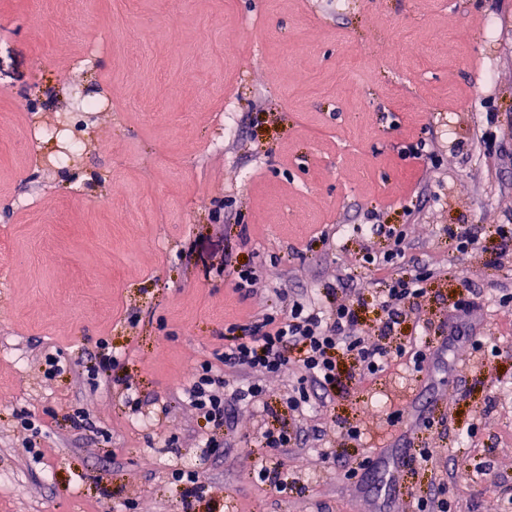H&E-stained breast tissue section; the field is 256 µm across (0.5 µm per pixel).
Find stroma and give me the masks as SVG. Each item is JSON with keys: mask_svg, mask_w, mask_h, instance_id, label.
Here are the masks:
<instances>
[{"mask_svg": "<svg viewBox=\"0 0 512 512\" xmlns=\"http://www.w3.org/2000/svg\"><path fill=\"white\" fill-rule=\"evenodd\" d=\"M78 88L101 109L74 111ZM421 139L435 155L420 171L402 153ZM370 222L404 229L434 273L402 335L447 318L467 282L462 337L428 371L397 361L337 394L278 452L257 430L288 422L297 373L265 378L271 412L239 410L203 447L195 366L218 362L230 325L341 271L349 294L383 287L396 267L364 265L353 231ZM510 222L512 0H0V512H182L176 468L202 476L196 512H414L440 484L452 512H506L512 261L487 258ZM454 224L480 226V249L457 252ZM245 264L243 298L228 272ZM102 340L119 355L108 382L87 376ZM48 350L66 371L46 375ZM397 409L448 417L423 432L437 454L404 500L383 473L341 477L391 462ZM261 457L299 478L288 497L252 478Z\"/></svg>", "mask_w": 512, "mask_h": 512, "instance_id": "1", "label": "stroma"}]
</instances>
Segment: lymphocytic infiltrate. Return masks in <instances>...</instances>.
<instances>
[{
    "label": "lymphocytic infiltrate",
    "instance_id": "obj_1",
    "mask_svg": "<svg viewBox=\"0 0 512 512\" xmlns=\"http://www.w3.org/2000/svg\"><path fill=\"white\" fill-rule=\"evenodd\" d=\"M359 233L381 235L393 242L392 249L384 254L366 253L367 264L381 260L402 268L384 288L378 289L372 303L386 315L378 342H368L359 334L362 313L372 304L361 295L346 298L350 280L346 274L325 288L323 299L289 301L279 310L263 313L242 335L236 327H228L220 365L208 360L200 362L189 387L193 408L211 426L207 447H218V434L229 426L240 406L263 399L262 377L291 369L299 371L298 388L284 401L289 416L298 419L303 417L310 400L306 384L317 385L328 398L377 378L395 358L409 357L414 372L427 369L431 360L429 345L409 349L401 342L390 344L389 338L404 321L407 309L425 296V285L433 273L428 267L406 264L402 229L367 224ZM342 355L350 358L349 367H341L338 358Z\"/></svg>",
    "mask_w": 512,
    "mask_h": 512
}]
</instances>
